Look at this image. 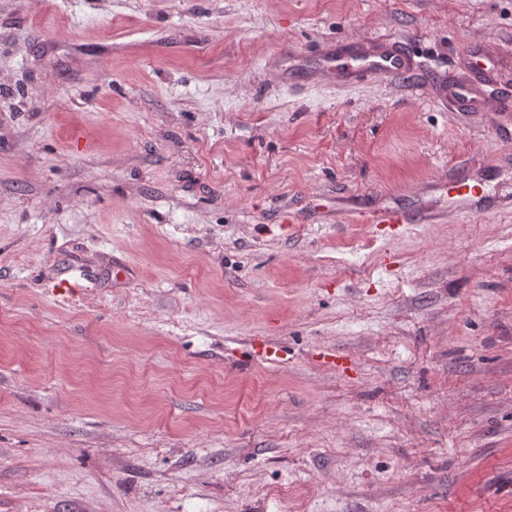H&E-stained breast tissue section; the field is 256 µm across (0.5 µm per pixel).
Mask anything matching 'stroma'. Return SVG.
I'll return each mask as SVG.
<instances>
[{
	"mask_svg": "<svg viewBox=\"0 0 512 512\" xmlns=\"http://www.w3.org/2000/svg\"><path fill=\"white\" fill-rule=\"evenodd\" d=\"M383 34L414 84L288 76ZM475 47L512 89V0H0V512H512V111L437 82ZM477 90L473 84L457 81L449 87L450 103L456 112H462L470 107L477 97ZM481 198L482 194L475 187L467 186L458 181L448 182V209H477L476 203L479 202ZM352 221H362L367 224H414L418 221L415 218L416 213L402 208H388L379 211H373L365 214L352 209Z\"/></svg>",
	"mask_w": 512,
	"mask_h": 512,
	"instance_id": "35a3bbf8",
	"label": "stroma"
}]
</instances>
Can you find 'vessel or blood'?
Masks as SVG:
<instances>
[{
  "label": "vessel or blood",
  "instance_id": "b4317fda",
  "mask_svg": "<svg viewBox=\"0 0 512 512\" xmlns=\"http://www.w3.org/2000/svg\"><path fill=\"white\" fill-rule=\"evenodd\" d=\"M415 69L416 63L403 43L377 36L333 44L319 56L316 73L338 84H350L376 79H406ZM476 97V89L471 83L457 81L449 87L450 103L455 111L466 110ZM480 196L477 188L457 181L448 184L449 209H475ZM351 218L368 224H412L416 221L414 212L402 208L368 214L355 210Z\"/></svg>",
  "mask_w": 512,
  "mask_h": 512
}]
</instances>
